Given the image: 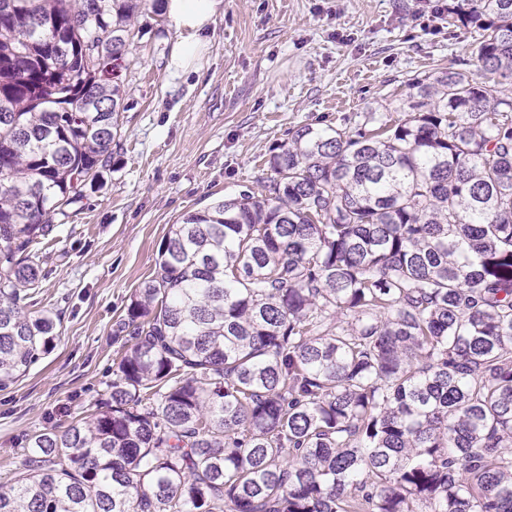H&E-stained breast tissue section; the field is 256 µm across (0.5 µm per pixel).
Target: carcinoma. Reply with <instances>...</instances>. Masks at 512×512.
<instances>
[{"label":"carcinoma","instance_id":"1","mask_svg":"<svg viewBox=\"0 0 512 512\" xmlns=\"http://www.w3.org/2000/svg\"><path fill=\"white\" fill-rule=\"evenodd\" d=\"M162 2L0 0V389L53 347L34 248L112 166ZM443 12L479 71L170 225L106 405L29 437L0 512H512V0Z\"/></svg>","mask_w":512,"mask_h":512}]
</instances>
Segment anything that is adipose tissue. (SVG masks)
<instances>
[{"label":"adipose tissue","instance_id":"1","mask_svg":"<svg viewBox=\"0 0 512 512\" xmlns=\"http://www.w3.org/2000/svg\"><path fill=\"white\" fill-rule=\"evenodd\" d=\"M217 7L218 0H164L163 10L179 34L171 54L175 70L194 68L204 53L203 34L214 24Z\"/></svg>","mask_w":512,"mask_h":512}]
</instances>
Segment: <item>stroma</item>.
Segmentation results:
<instances>
[{
    "label": "stroma",
    "mask_w": 512,
    "mask_h": 512,
    "mask_svg": "<svg viewBox=\"0 0 512 512\" xmlns=\"http://www.w3.org/2000/svg\"><path fill=\"white\" fill-rule=\"evenodd\" d=\"M123 71L126 109L102 184L57 218L38 252L36 307L56 321L49 354L0 390V484L28 438L63 433L103 406L130 296L183 214L260 191L270 152L302 125H353L397 112L411 78L459 66L473 33H452L426 0H221L195 70L169 65L167 16H138Z\"/></svg>",
    "instance_id": "obj_1"
}]
</instances>
